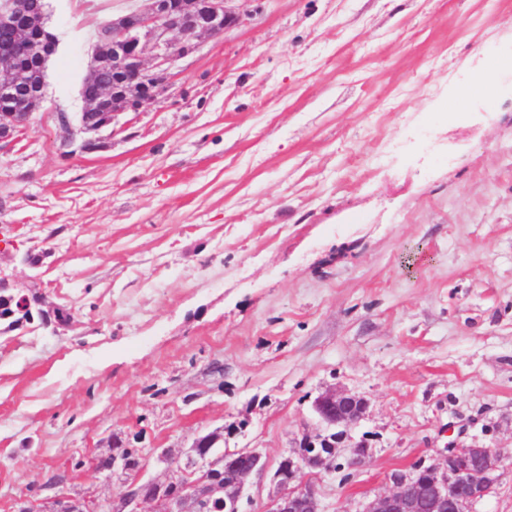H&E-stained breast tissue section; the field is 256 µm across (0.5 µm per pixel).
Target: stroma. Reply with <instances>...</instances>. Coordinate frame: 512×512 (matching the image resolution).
<instances>
[{
  "instance_id": "stroma-1",
  "label": "stroma",
  "mask_w": 512,
  "mask_h": 512,
  "mask_svg": "<svg viewBox=\"0 0 512 512\" xmlns=\"http://www.w3.org/2000/svg\"><path fill=\"white\" fill-rule=\"evenodd\" d=\"M141 0H48L41 109L0 148V272L76 323L0 332V512L118 498L74 470L113 436L278 458L316 396L364 395L362 468L316 479L360 512L449 431L512 450V0H245L101 151L64 146L98 29ZM36 256L35 266L20 263Z\"/></svg>"
}]
</instances>
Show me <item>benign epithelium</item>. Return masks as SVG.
<instances>
[{
    "label": "benign epithelium",
    "instance_id": "benign-epithelium-1",
    "mask_svg": "<svg viewBox=\"0 0 512 512\" xmlns=\"http://www.w3.org/2000/svg\"><path fill=\"white\" fill-rule=\"evenodd\" d=\"M140 9L107 22L106 35L93 46V65L112 69L114 86L90 104L94 108L112 101V111L96 125L73 121L68 113H56L65 142L90 153L103 145L102 133L113 130L118 116L138 112L156 101L171 85L174 63L189 53L202 37H215L238 25L241 14L234 0H142ZM0 32L11 41L0 46V97L12 107L0 111V144L18 140L28 127L44 95L14 94V54L21 48L36 56L44 67L55 53L57 40L47 30L44 12L34 11L32 0H0ZM369 401L349 390L329 389L316 397L313 410L319 426L304 430L288 453L273 462L257 448L210 450L204 436H197L182 457L161 455L163 477L145 478L146 465L128 466L118 442L113 443L106 466L86 459L96 472H121L124 493L112 503L76 496L63 488L47 499L21 496L12 512H206L210 502L224 499V512H239L252 501L250 480L273 471L275 492L262 512H324L313 477L334 471L342 464L362 467L370 455L369 438L356 439L353 429L364 418ZM508 453L502 448L462 445L448 441L442 457L408 470H396L386 479L387 488L367 500L359 512H474L477 503L498 484Z\"/></svg>",
    "mask_w": 512,
    "mask_h": 512
}]
</instances>
